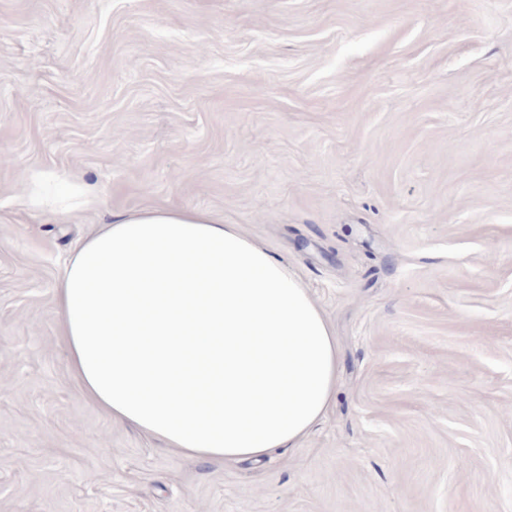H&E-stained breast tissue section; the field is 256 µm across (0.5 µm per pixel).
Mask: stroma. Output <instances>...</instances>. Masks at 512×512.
Segmentation results:
<instances>
[{
  "mask_svg": "<svg viewBox=\"0 0 512 512\" xmlns=\"http://www.w3.org/2000/svg\"><path fill=\"white\" fill-rule=\"evenodd\" d=\"M38 172L97 204L30 208ZM150 206L324 311L297 445L190 457L83 395L58 272ZM0 512H512V0H0Z\"/></svg>",
  "mask_w": 512,
  "mask_h": 512,
  "instance_id": "1",
  "label": "stroma"
}]
</instances>
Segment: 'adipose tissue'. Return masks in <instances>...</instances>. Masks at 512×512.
<instances>
[{
    "instance_id": "obj_1",
    "label": "adipose tissue",
    "mask_w": 512,
    "mask_h": 512,
    "mask_svg": "<svg viewBox=\"0 0 512 512\" xmlns=\"http://www.w3.org/2000/svg\"><path fill=\"white\" fill-rule=\"evenodd\" d=\"M56 297L86 396L186 455L264 458L302 440L336 393L339 346L308 288L206 211L105 225L63 265Z\"/></svg>"
}]
</instances>
